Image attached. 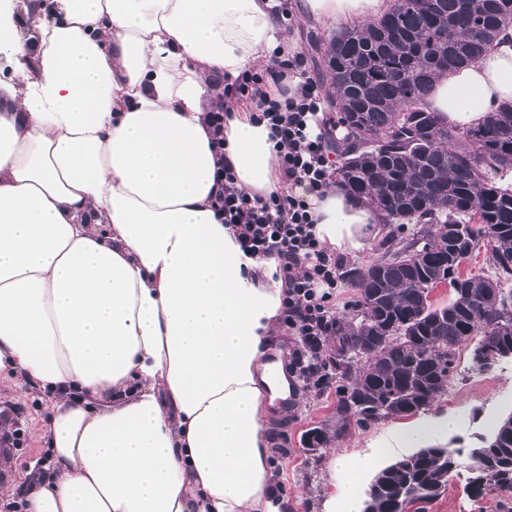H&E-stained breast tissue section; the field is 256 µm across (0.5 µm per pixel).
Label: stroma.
<instances>
[{
    "instance_id": "stroma-1",
    "label": "stroma",
    "mask_w": 512,
    "mask_h": 512,
    "mask_svg": "<svg viewBox=\"0 0 512 512\" xmlns=\"http://www.w3.org/2000/svg\"><path fill=\"white\" fill-rule=\"evenodd\" d=\"M298 49L308 60L323 93L331 88L322 56L331 37L330 31L314 23H297ZM339 391L336 376H329L319 387L298 390L292 406L277 410L270 422V460L275 466L277 483L288 496L282 512H329L332 500L343 499L347 484L334 472L331 462L339 457H359L387 437L398 424L392 416L365 427L352 426L347 435L327 447L309 451L304 444L305 432L315 426L333 422ZM451 413L460 419L456 433L450 434V447L469 453L479 437L491 435L500 419L512 413V359L481 371L462 355L457 377L448 391L426 410L427 415ZM46 417L44 404L37 392L22 393L0 388V418L11 422L8 437L13 449L8 453V468H0V484L14 485L16 497L0 501V512H24L19 497L33 472L43 470L48 450L39 439ZM466 468H458L448 477L441 494L425 508L410 506L407 512H503L496 492L473 494Z\"/></svg>"
}]
</instances>
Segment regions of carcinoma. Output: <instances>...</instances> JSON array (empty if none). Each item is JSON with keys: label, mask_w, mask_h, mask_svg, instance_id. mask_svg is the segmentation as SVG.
Instances as JSON below:
<instances>
[{"label": "carcinoma", "mask_w": 512, "mask_h": 512, "mask_svg": "<svg viewBox=\"0 0 512 512\" xmlns=\"http://www.w3.org/2000/svg\"><path fill=\"white\" fill-rule=\"evenodd\" d=\"M393 2L378 22L334 36L324 62L347 129L335 144L340 180L387 223L419 230L385 242L354 274L356 314L334 332L332 364L345 382L334 435L306 432L319 447L353 423L431 406L454 381L462 351H480L472 366L485 371L512 348V105L462 131L425 107L435 76L475 61L512 26V0ZM482 249L489 267L463 272L461 258ZM456 281L448 303L427 301L435 284ZM463 465L475 495L512 498V434L498 426L466 463L437 444L379 469L363 512H405L439 495Z\"/></svg>", "instance_id": "carcinoma-1"}]
</instances>
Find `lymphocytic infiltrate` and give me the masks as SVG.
Masks as SVG:
<instances>
[{
  "label": "lymphocytic infiltrate",
  "mask_w": 512,
  "mask_h": 512,
  "mask_svg": "<svg viewBox=\"0 0 512 512\" xmlns=\"http://www.w3.org/2000/svg\"><path fill=\"white\" fill-rule=\"evenodd\" d=\"M305 63L299 52L275 59L263 72L243 74L235 87L236 95L261 108L281 176L300 186L301 194L265 199L249 195L236 187L235 175L226 166L214 206L247 255L278 257L286 305L283 322L295 342L290 369L306 385L325 368L324 338L336 327L334 300L345 273L342 258L329 253L315 232L311 201L323 198L336 178V128Z\"/></svg>",
  "instance_id": "obj_1"
}]
</instances>
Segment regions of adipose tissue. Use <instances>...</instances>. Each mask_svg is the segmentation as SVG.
Listing matches in <instances>:
<instances>
[{
  "label": "adipose tissue",
  "mask_w": 512,
  "mask_h": 512,
  "mask_svg": "<svg viewBox=\"0 0 512 512\" xmlns=\"http://www.w3.org/2000/svg\"><path fill=\"white\" fill-rule=\"evenodd\" d=\"M390 0H297L326 28L378 20ZM281 0H54L21 34L0 5V376L48 401L52 470L26 512H280L267 410L283 315L275 257H246L212 202L206 114L226 109L239 188L285 190L243 73L297 46ZM512 102V29L426 101L458 128ZM317 235L358 254L382 217L331 184ZM442 414L396 428L446 440Z\"/></svg>",
  "instance_id": "1"
}]
</instances>
